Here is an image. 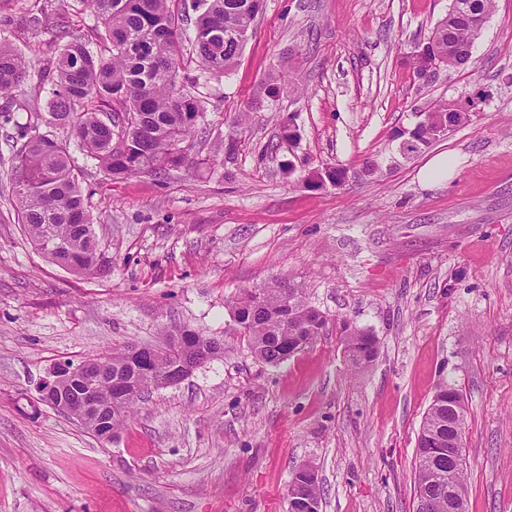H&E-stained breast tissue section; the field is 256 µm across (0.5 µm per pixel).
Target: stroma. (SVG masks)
I'll return each mask as SVG.
<instances>
[{
  "label": "stroma",
  "instance_id": "stroma-1",
  "mask_svg": "<svg viewBox=\"0 0 512 512\" xmlns=\"http://www.w3.org/2000/svg\"><path fill=\"white\" fill-rule=\"evenodd\" d=\"M34 3L0 0L33 62L55 36L21 28ZM449 4L265 0L232 72L185 53L179 82L203 116L183 166L112 180L74 156L106 276L51 263L17 224L7 170L34 92L0 98V512H287L304 465L320 512H416L418 434L444 382L467 411L469 512H512V0H495L471 62L419 82L413 54ZM279 71L285 88L238 123ZM471 99L470 122L401 155L398 131ZM443 153L447 180H423ZM368 157L373 176L306 183ZM277 280L304 288L328 325L271 365L231 306ZM345 322L378 342L363 370ZM183 326L223 339V357L145 395L112 442L37 403L55 363ZM349 170L347 168H325L311 171L308 174L307 181L314 188H321L327 183L332 186L341 185L349 178Z\"/></svg>",
  "mask_w": 512,
  "mask_h": 512
}]
</instances>
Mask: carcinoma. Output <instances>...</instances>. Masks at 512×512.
Instances as JSON below:
<instances>
[{
	"label": "carcinoma",
	"instance_id": "1",
	"mask_svg": "<svg viewBox=\"0 0 512 512\" xmlns=\"http://www.w3.org/2000/svg\"><path fill=\"white\" fill-rule=\"evenodd\" d=\"M80 11L97 21V40L67 31L60 42L48 49L37 65H29L9 38L0 37V98L13 99L22 85L32 83L48 91L43 107L50 128L70 133L76 147L97 161L111 178L148 172L174 170L185 162V152L176 141L191 136L203 115L200 100L178 85L183 61V44L173 0H75ZM198 15L192 53L203 70L226 73L233 69L252 31L263 0H193ZM494 8V0H451L448 13L438 21L427 38L430 52L413 54V69L425 71L433 62L443 69L461 66L448 52V45L469 47L480 37V25ZM50 88H45L47 78ZM280 90L271 80L263 84L242 113L247 120L261 111L263 103ZM471 113L459 112L446 102L435 105L418 122L408 140L411 154L438 140V129L450 122L457 127L470 120ZM125 136L122 152L112 151V136ZM24 139L11 166L17 217L33 245L45 257L78 274L102 271L101 246L93 229L88 202L78 181L70 144L26 126ZM349 179L346 168L317 169L308 174L314 188L340 185ZM303 289L283 282L261 289V295L246 290L234 302L233 316L243 329L252 352L267 364H279L295 354L300 340L318 337L325 323L313 318ZM345 347L356 368H364L377 353L376 339L361 329L346 331ZM210 361L224 355V342L205 336L198 351L189 354ZM149 370L132 362L127 349L107 355L110 367L98 383L108 402L106 414L97 417L83 411L80 382L74 378L57 381L67 409L91 433L118 430L145 392L164 387L178 369L181 356L168 359L157 347L140 354ZM128 380L133 387L120 393L114 378ZM460 390L444 383L436 391L441 403L430 406L422 430L433 439V447L416 453L414 484L416 496L431 502L430 512H448L453 498L461 512H468V486L463 458L448 454V439L455 429L466 427V411L455 406ZM320 483L296 471L289 486L288 502L293 507L309 499L320 501Z\"/></svg>",
	"mask_w": 512,
	"mask_h": 512
}]
</instances>
